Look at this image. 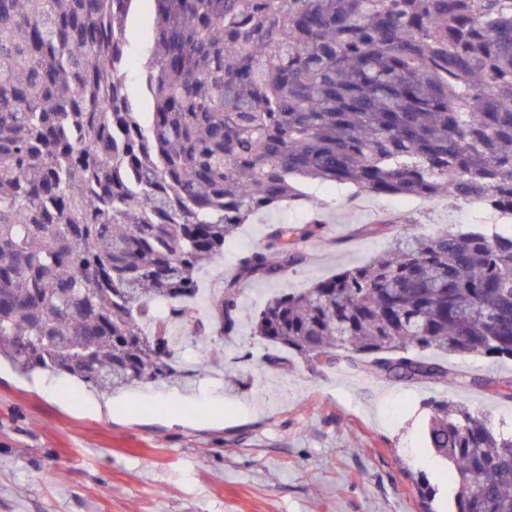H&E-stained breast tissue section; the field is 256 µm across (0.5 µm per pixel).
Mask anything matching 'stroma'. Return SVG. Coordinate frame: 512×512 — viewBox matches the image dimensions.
Segmentation results:
<instances>
[{
    "label": "stroma",
    "instance_id": "1",
    "mask_svg": "<svg viewBox=\"0 0 512 512\" xmlns=\"http://www.w3.org/2000/svg\"><path fill=\"white\" fill-rule=\"evenodd\" d=\"M324 226L304 242L306 262L286 279L243 283L236 335L183 329V378L102 393L0 364V512H421L415 482L436 491L434 512H452L455 488L426 446V399L448 400L512 421V400L453 379L403 384L340 362L319 368L299 356L269 364L248 327L253 310L285 288H306L381 255L399 227L429 234L471 224L473 205L438 197L370 196L359 209L349 184L308 183ZM306 200L255 214L199 277L197 318L237 272L244 252L264 246L274 224H301ZM453 371L512 381V360L451 356Z\"/></svg>",
    "mask_w": 512,
    "mask_h": 512
}]
</instances>
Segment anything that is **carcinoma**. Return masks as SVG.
Returning <instances> with one entry per match:
<instances>
[{
  "label": "carcinoma",
  "mask_w": 512,
  "mask_h": 512,
  "mask_svg": "<svg viewBox=\"0 0 512 512\" xmlns=\"http://www.w3.org/2000/svg\"><path fill=\"white\" fill-rule=\"evenodd\" d=\"M155 16L131 99L126 32ZM448 196L512 216V0H0V358L98 391L178 375L203 262L302 182ZM277 224L211 305L238 333L239 283L302 265ZM251 333L403 383L425 356L512 360V233L404 231L369 264L255 309ZM511 400L512 382L457 376ZM427 444L454 512H512V426L433 401Z\"/></svg>",
  "instance_id": "1"
}]
</instances>
